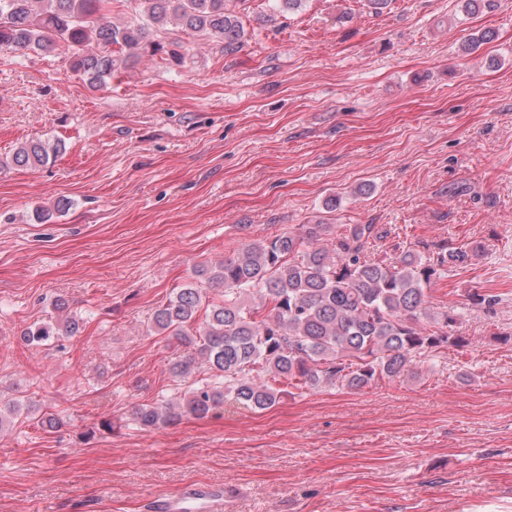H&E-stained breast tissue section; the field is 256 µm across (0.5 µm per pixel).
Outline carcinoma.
<instances>
[{"label":"carcinoma","instance_id":"carcinoma-1","mask_svg":"<svg viewBox=\"0 0 512 512\" xmlns=\"http://www.w3.org/2000/svg\"><path fill=\"white\" fill-rule=\"evenodd\" d=\"M136 2L137 17L117 24L110 17L112 0H0V50L63 47L71 70L99 90L145 57L180 66L179 45L160 39L171 25L221 39L226 54L244 37L236 8L246 0ZM60 151L58 141L26 142L0 168L37 169ZM382 236L376 224H316L241 243L232 255L198 266L194 281L155 311L152 329L183 349L170 365L173 376L186 379L200 364L209 377L177 401L136 406L134 421L151 430L185 413L206 418L228 396L266 410L279 402L283 382L356 392L410 372L443 348L464 346L466 339L454 330L460 311H432L427 291L448 268L478 256L480 247L408 249L387 262L365 250ZM421 317L430 326L420 325ZM79 330L78 319L61 318L26 327L22 339L41 346ZM21 405V396L0 391V431Z\"/></svg>","mask_w":512,"mask_h":512}]
</instances>
